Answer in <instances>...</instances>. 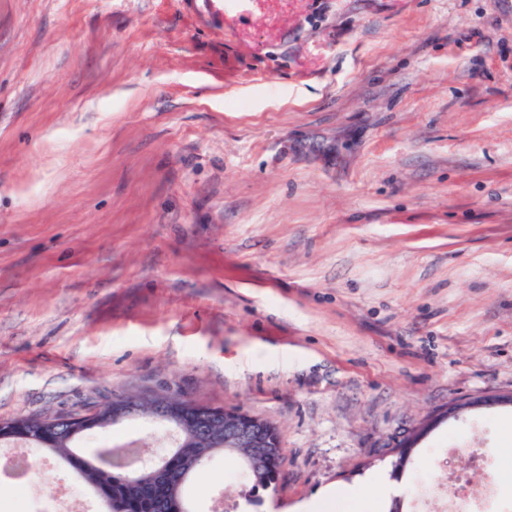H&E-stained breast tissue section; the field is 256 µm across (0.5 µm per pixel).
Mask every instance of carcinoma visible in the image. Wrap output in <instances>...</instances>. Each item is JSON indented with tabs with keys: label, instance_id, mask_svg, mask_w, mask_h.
Listing matches in <instances>:
<instances>
[{
	"label": "carcinoma",
	"instance_id": "obj_1",
	"mask_svg": "<svg viewBox=\"0 0 512 512\" xmlns=\"http://www.w3.org/2000/svg\"><path fill=\"white\" fill-rule=\"evenodd\" d=\"M167 399L173 411L164 421L159 420L158 398L152 390L117 394L100 412L80 423L56 416L55 424L49 427L45 417L13 418L0 427L8 432L0 443L33 440V446L44 456L73 474L95 501L96 512H101L105 504L109 512H197L189 494L192 478L217 455L240 464V496L246 504L258 505L259 491L269 489L280 476L281 458L267 459L263 449L249 445L224 447V420L201 422L198 404L178 392L170 393ZM131 419L149 424L153 433L164 437L174 433L157 464L136 467L131 472L115 467L111 459L130 451L123 445L86 452L83 440L87 432L108 431Z\"/></svg>",
	"mask_w": 512,
	"mask_h": 512
}]
</instances>
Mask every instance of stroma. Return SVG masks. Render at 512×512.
Segmentation results:
<instances>
[{"mask_svg":"<svg viewBox=\"0 0 512 512\" xmlns=\"http://www.w3.org/2000/svg\"><path fill=\"white\" fill-rule=\"evenodd\" d=\"M162 387L278 427L257 512H512V0H0V420ZM466 468L448 471L447 492L448 498H454L457 511L465 512L470 507L471 491L464 482ZM363 489L358 486L325 494L318 501L307 504L306 512H358L355 510L364 503Z\"/></svg>","mask_w":512,"mask_h":512,"instance_id":"stroma-1","label":"stroma"}]
</instances>
